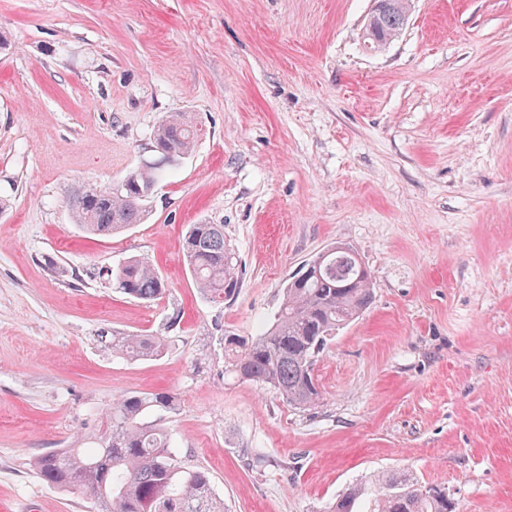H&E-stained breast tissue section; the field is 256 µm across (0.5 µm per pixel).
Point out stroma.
Wrapping results in <instances>:
<instances>
[{"instance_id": "1", "label": "stroma", "mask_w": 512, "mask_h": 512, "mask_svg": "<svg viewBox=\"0 0 512 512\" xmlns=\"http://www.w3.org/2000/svg\"><path fill=\"white\" fill-rule=\"evenodd\" d=\"M372 0H0V512H92L32 458L89 442L122 397L155 416L225 512H324L406 471L458 512H512V0H412L372 52ZM186 112L193 153L147 220L90 238L66 200L152 156ZM239 256L231 303L182 258L189 224ZM344 243L375 302L336 329L312 409L224 376L225 332L259 336L298 267ZM149 261L145 302L108 270ZM175 328H167L172 313ZM165 337L128 361L99 338ZM113 288L122 294L142 301H154L167 291V283L160 273L143 258L131 257L112 268Z\"/></svg>"}]
</instances>
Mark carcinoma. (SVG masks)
Returning a JSON list of instances; mask_svg holds the SVG:
<instances>
[{
    "label": "carcinoma",
    "instance_id": "cac0c4a2",
    "mask_svg": "<svg viewBox=\"0 0 512 512\" xmlns=\"http://www.w3.org/2000/svg\"><path fill=\"white\" fill-rule=\"evenodd\" d=\"M409 0H379L366 39L382 48L403 32ZM198 130L186 112L162 116L153 135L154 157L110 187L83 189L68 199L73 223L90 236H110L142 224L147 202L161 178L194 148ZM183 260L200 293L215 304L230 303L242 288L241 264L224 238V225L190 224L182 237ZM122 294L154 301L167 283L149 262L131 257L110 272ZM374 302L370 271L347 256L325 257L318 271L301 269L284 287V301L273 324L257 339L224 332V374L273 389L286 404L309 409L320 400L314 366L339 327L367 311ZM112 355L138 361L162 354L160 336L114 334L105 341ZM176 397L167 391L130 395L106 413L89 448H60L32 461L47 486L77 491L94 512H224L207 471L184 467L163 428L148 418L170 412ZM365 488L352 486L328 512H360ZM365 512H455L446 489L420 483L408 472H386Z\"/></svg>",
    "mask_w": 512,
    "mask_h": 512
}]
</instances>
